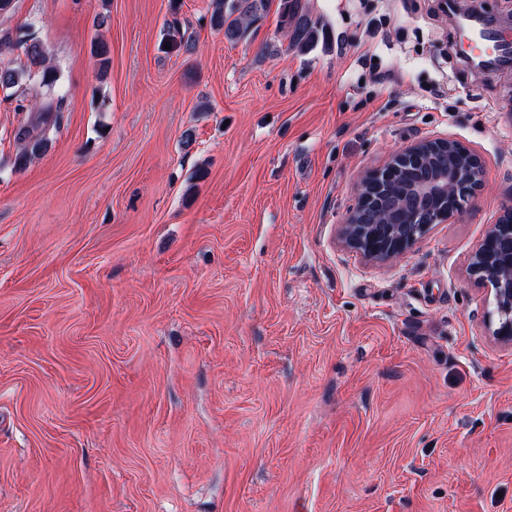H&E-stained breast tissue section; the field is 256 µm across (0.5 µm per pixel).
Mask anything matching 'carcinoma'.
<instances>
[{"instance_id":"1","label":"carcinoma","mask_w":512,"mask_h":512,"mask_svg":"<svg viewBox=\"0 0 512 512\" xmlns=\"http://www.w3.org/2000/svg\"><path fill=\"white\" fill-rule=\"evenodd\" d=\"M275 11L280 27L289 35L290 45L305 50L317 42L320 28L309 17L303 0H220L211 13V25L224 31L229 41L243 39L251 26ZM24 48L27 62L23 68L0 62V89H18L15 96L17 109L22 111L27 101V83H33L46 90L48 98L40 101L32 99L30 111L34 119L21 125L14 131L13 137L18 145L14 157V168L24 170L34 158L48 147V136L57 130L65 111L67 94L59 85L58 70L50 64L42 45L31 38L12 39L9 35L0 37V46L10 48L13 45Z\"/></svg>"}]
</instances>
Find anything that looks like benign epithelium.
<instances>
[{"label":"benign epithelium","instance_id":"obj_1","mask_svg":"<svg viewBox=\"0 0 512 512\" xmlns=\"http://www.w3.org/2000/svg\"><path fill=\"white\" fill-rule=\"evenodd\" d=\"M459 150L466 165L438 166L410 187L401 183L395 162L435 163L440 156ZM484 185L480 158L453 140L417 142L395 153L381 168L367 172L357 187V202L341 228L343 243L366 261L382 263L402 254L421 240L433 224L459 215ZM384 216L375 224L372 211ZM470 272L490 286L495 318L492 334L512 344V205L503 222L489 226L474 253Z\"/></svg>","mask_w":512,"mask_h":512}]
</instances>
